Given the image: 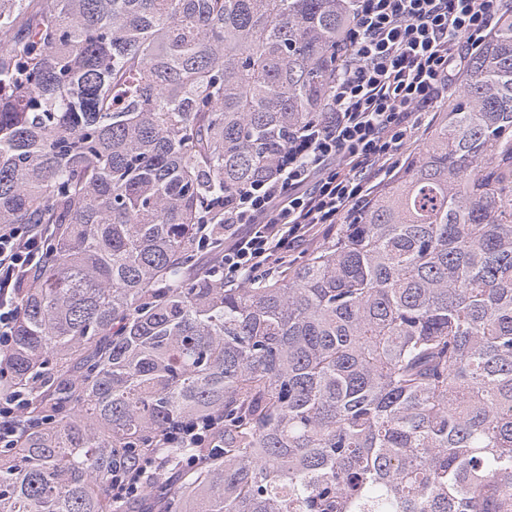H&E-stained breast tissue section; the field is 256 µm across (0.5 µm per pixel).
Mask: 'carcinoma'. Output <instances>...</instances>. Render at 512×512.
<instances>
[{"instance_id":"1","label":"carcinoma","mask_w":512,"mask_h":512,"mask_svg":"<svg viewBox=\"0 0 512 512\" xmlns=\"http://www.w3.org/2000/svg\"><path fill=\"white\" fill-rule=\"evenodd\" d=\"M352 0H0V224L48 239L11 371L0 512H512V19L432 141L306 263L187 274L212 199L321 111ZM224 412V449L160 448ZM158 470L150 457H140L125 463L119 473L112 471L109 494L113 503H124L139 496L144 491L143 478L147 471Z\"/></svg>"}]
</instances>
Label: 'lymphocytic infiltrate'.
Segmentation results:
<instances>
[{
  "mask_svg": "<svg viewBox=\"0 0 512 512\" xmlns=\"http://www.w3.org/2000/svg\"><path fill=\"white\" fill-rule=\"evenodd\" d=\"M511 11L505 0H354L341 69L318 117L293 128L272 168L215 199L216 218L197 225L194 244L209 258V276L233 285L287 271L304 248L360 213L375 180L416 140L423 115L457 86L492 25ZM45 247L40 225H0V353L13 345L20 293ZM7 375L0 365V449L18 446L31 409ZM160 443L186 449L185 465L194 467L199 453L223 447L224 415L181 419ZM154 468L140 457L113 473V502L139 496Z\"/></svg>",
  "mask_w": 512,
  "mask_h": 512,
  "instance_id": "1",
  "label": "lymphocytic infiltrate"
}]
</instances>
